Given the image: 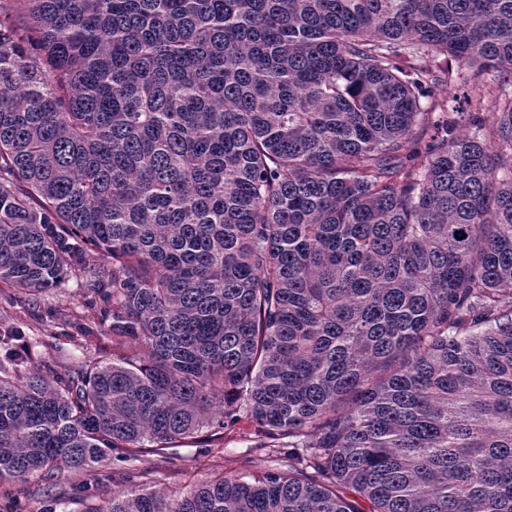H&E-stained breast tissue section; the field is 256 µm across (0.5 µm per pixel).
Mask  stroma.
<instances>
[{
	"instance_id": "35a3bbf8",
	"label": "stroma",
	"mask_w": 512,
	"mask_h": 512,
	"mask_svg": "<svg viewBox=\"0 0 512 512\" xmlns=\"http://www.w3.org/2000/svg\"><path fill=\"white\" fill-rule=\"evenodd\" d=\"M28 338L29 369L45 372L109 358L112 334L76 280L28 301L21 289L0 281V338L13 330ZM256 427L246 412L222 434L183 441L167 454H142L135 468L148 474L151 488L172 492L224 474L255 473L273 466L277 455L256 449Z\"/></svg>"
}]
</instances>
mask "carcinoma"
I'll list each match as a JSON object with an SVG mask.
<instances>
[{
  "instance_id": "obj_1",
  "label": "carcinoma",
  "mask_w": 512,
  "mask_h": 512,
  "mask_svg": "<svg viewBox=\"0 0 512 512\" xmlns=\"http://www.w3.org/2000/svg\"><path fill=\"white\" fill-rule=\"evenodd\" d=\"M79 273L112 359L3 337L0 487L243 407L288 464L87 512H512V0H0V280Z\"/></svg>"
}]
</instances>
